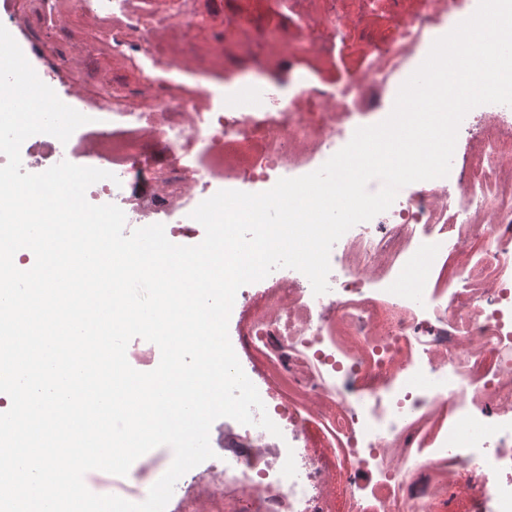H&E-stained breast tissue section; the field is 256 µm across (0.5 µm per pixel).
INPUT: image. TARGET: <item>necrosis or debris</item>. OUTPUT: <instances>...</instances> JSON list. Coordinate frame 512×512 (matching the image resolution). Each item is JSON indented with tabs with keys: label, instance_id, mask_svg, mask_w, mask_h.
<instances>
[{
	"label": "necrosis or debris",
	"instance_id": "necrosis-or-debris-1",
	"mask_svg": "<svg viewBox=\"0 0 512 512\" xmlns=\"http://www.w3.org/2000/svg\"><path fill=\"white\" fill-rule=\"evenodd\" d=\"M477 5L0 0L44 83L89 118L65 143L27 138L23 167L91 161L109 176L87 200L127 229L192 237L180 215L217 191L320 168ZM236 84L263 106H225ZM419 254L425 279L396 287ZM330 267L320 295L291 268L239 289L235 353L280 433L225 419L222 455L178 480L166 512H512V106L473 108L449 176L403 187ZM170 464L112 488L143 502Z\"/></svg>",
	"mask_w": 512,
	"mask_h": 512
}]
</instances>
